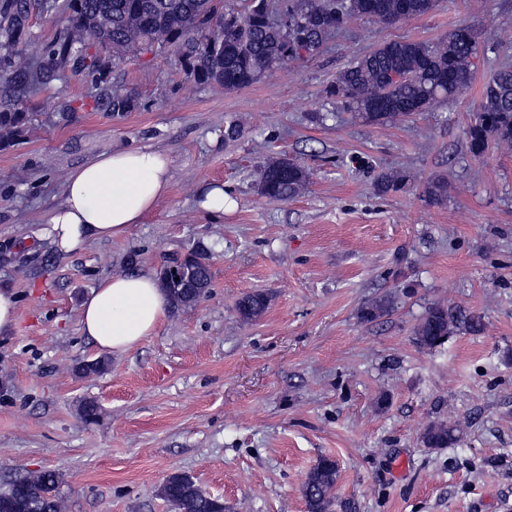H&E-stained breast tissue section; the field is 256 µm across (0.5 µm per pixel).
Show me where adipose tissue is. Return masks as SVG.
Returning <instances> with one entry per match:
<instances>
[{
    "label": "adipose tissue",
    "instance_id": "obj_1",
    "mask_svg": "<svg viewBox=\"0 0 512 512\" xmlns=\"http://www.w3.org/2000/svg\"><path fill=\"white\" fill-rule=\"evenodd\" d=\"M170 162L162 152L138 148L103 153L74 169L64 199L42 234L61 253L125 236L142 223L170 188ZM171 309L150 270L103 277L80 308V326L101 353L123 354L155 333Z\"/></svg>",
    "mask_w": 512,
    "mask_h": 512
}]
</instances>
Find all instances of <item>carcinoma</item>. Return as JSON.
Masks as SVG:
<instances>
[{
  "instance_id": "1",
  "label": "carcinoma",
  "mask_w": 512,
  "mask_h": 512,
  "mask_svg": "<svg viewBox=\"0 0 512 512\" xmlns=\"http://www.w3.org/2000/svg\"><path fill=\"white\" fill-rule=\"evenodd\" d=\"M439 0H284L283 16L294 22L287 30L273 19L269 0H244L242 10H224V0H0V148L15 142L30 121L27 104L38 87L62 79L68 68L83 75L98 89L96 106L122 116L137 107L136 98L106 81L105 62L99 51L112 52L121 61L131 52L172 48L184 75L198 84H218L238 90L266 72L300 58L291 51L298 39L315 55L329 36L353 18L393 24L433 11ZM70 10L66 31L45 46L28 37L26 25L34 10ZM95 12L112 16L111 26L93 33L83 17ZM224 28V38L216 30ZM478 43L472 32L456 27L436 42L392 41L377 47L342 70L327 94L344 100L348 109L371 124L394 122L425 112L438 99L455 98L470 85ZM473 158H481L489 143L512 148V67L502 66L487 79L473 121L465 131ZM406 177L380 174V193L400 190ZM310 183L309 171L294 159L280 157L269 163L256 183L259 194L288 201ZM425 201L447 199V182L435 177L423 189ZM195 258L181 266L179 280L168 289L173 309L191 307L211 288L213 254L205 247L191 249ZM268 298L249 293L238 304L245 319L263 314ZM482 316L436 304L428 308L414 328L415 343L432 350L457 331L478 334ZM459 440L458 429L432 423L422 435L427 448H449ZM337 467L320 459L303 485L308 512H329L333 504ZM59 473L43 470L34 479L19 477L0 491V512H60ZM161 496L178 512H224V501L190 478L175 474L163 483Z\"/></svg>"
}]
</instances>
